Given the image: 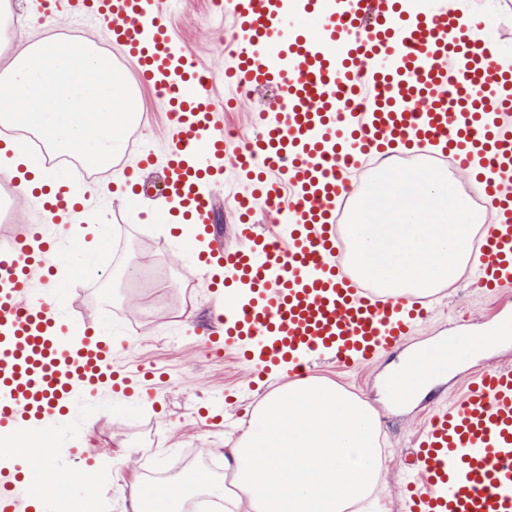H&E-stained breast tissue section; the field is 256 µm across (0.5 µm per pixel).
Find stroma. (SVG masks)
Masks as SVG:
<instances>
[{
	"instance_id": "35a3bbf8",
	"label": "stroma",
	"mask_w": 512,
	"mask_h": 512,
	"mask_svg": "<svg viewBox=\"0 0 512 512\" xmlns=\"http://www.w3.org/2000/svg\"><path fill=\"white\" fill-rule=\"evenodd\" d=\"M475 11L492 15L486 38L512 55V0H471ZM162 16L175 28L180 43L194 54L198 64L222 74L230 62L234 38L228 13H213L208 0H163ZM53 35L65 40L95 42L112 56L132 85L139 119L125 138L126 151L107 170L95 169V181L126 182V171L135 167L141 153L157 157L167 153L169 118L156 92L141 82L136 64L114 50L99 17L86 15L74 22L56 17L51 27L33 18L28 38L13 36L11 27L0 28V67L5 66L27 41ZM216 99L235 98V106L223 109L224 127L239 132L232 145L244 147L255 135L252 114L261 108L264 94L234 97L223 83L214 86ZM242 186L233 171H226L224 184L215 196L214 222L225 248L236 245L237 217L233 198ZM91 224L109 227L112 260V303L103 306L97 281L82 283L79 304L88 319L107 316L111 336L121 363L165 372V379L147 383L142 393L112 394L89 407L79 419L80 439L58 440L56 461L72 464L79 440H87L98 452V493L111 502V512H127L128 481L142 477L146 462L140 444L154 440L156 448L174 454L194 451L198 465H205L237 436L235 425L278 385L286 383L281 373L254 376L251 369L231 358L211 357L201 348L198 333L214 319L213 293L206 273L182 247L180 231L156 212L132 206L122 197L94 195L84 216L73 221L71 235L83 237ZM427 319L411 333L402 347L376 362L359 368L338 367L322 358L314 374L327 379L371 404L382 421V453L379 480L371 496L349 512H411L406 494L414 463L413 442L434 407L458 400L471 374L512 364V342H503L450 370L437 381L434 397H423L404 406L386 398L383 385L392 364L403 353L429 347L438 336H477L512 318V288L492 293L476 285V269L467 266L460 278L428 299Z\"/></svg>"
}]
</instances>
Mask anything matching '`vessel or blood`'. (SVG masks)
<instances>
[{
  "mask_svg": "<svg viewBox=\"0 0 512 512\" xmlns=\"http://www.w3.org/2000/svg\"><path fill=\"white\" fill-rule=\"evenodd\" d=\"M46 13L93 12L110 20L113 45L145 84L164 89L171 118L165 190L200 235L214 232L213 194L232 166L249 190L237 248L199 252L202 269L249 298L216 301L202 342L259 372L304 376L330 356L344 368L374 362L425 317L420 300L380 298L339 263L336 211L355 195L350 179L371 156L405 144L474 173L490 227L477 251L479 285L512 287V71L475 53L482 23L422 0H227L238 39L228 85L274 91L254 115L256 135L229 150L213 97L214 76L156 0H42ZM275 201L280 231L258 229V206ZM79 208L62 187L40 203L43 221L0 242V512H48L36 472L50 473L81 502L95 490L83 467L54 464L34 439L76 402L139 387L140 373L114 359L109 337L83 312L48 298L58 234ZM412 512H512V369L476 375L421 434Z\"/></svg>",
  "mask_w": 512,
  "mask_h": 512,
  "instance_id": "b4317fda",
  "label": "vessel or blood"
}]
</instances>
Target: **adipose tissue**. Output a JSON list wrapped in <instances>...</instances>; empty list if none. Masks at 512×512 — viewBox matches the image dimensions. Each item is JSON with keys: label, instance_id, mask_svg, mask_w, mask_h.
I'll return each instance as SVG.
<instances>
[{"label": "adipose tissue", "instance_id": "adipose-tissue-1", "mask_svg": "<svg viewBox=\"0 0 512 512\" xmlns=\"http://www.w3.org/2000/svg\"><path fill=\"white\" fill-rule=\"evenodd\" d=\"M472 339L425 352L394 377L397 394L425 388L441 367L473 352ZM381 422L366 401L317 377L274 389L224 450L223 477L201 473L161 488L134 480L130 512H187L202 495L245 512H346L374 489Z\"/></svg>", "mask_w": 512, "mask_h": 512}]
</instances>
